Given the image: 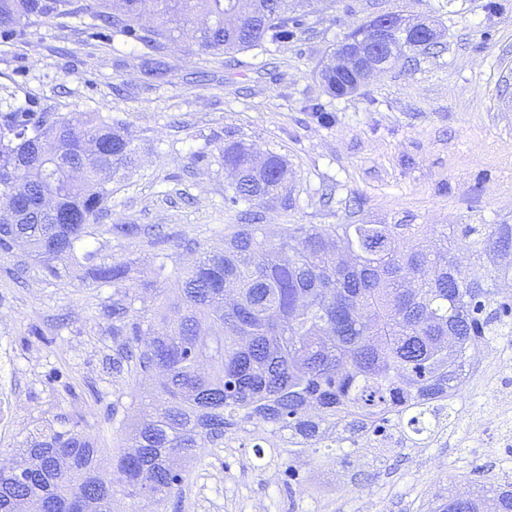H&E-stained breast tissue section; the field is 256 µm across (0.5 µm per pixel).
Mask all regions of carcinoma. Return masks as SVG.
I'll list each match as a JSON object with an SVG mask.
<instances>
[{
  "label": "carcinoma",
  "instance_id": "cac0c4a2",
  "mask_svg": "<svg viewBox=\"0 0 512 512\" xmlns=\"http://www.w3.org/2000/svg\"><path fill=\"white\" fill-rule=\"evenodd\" d=\"M310 0H0V39L33 17L87 15L145 56L189 37L212 55L267 49L305 29ZM156 9L159 21L141 24ZM337 95L359 89L346 73L321 75ZM122 123L100 112H0V191L21 206L0 213V253L55 273L57 262L94 258L86 250L112 200V179L135 162ZM233 180L224 202L291 207L288 164L242 141L220 150ZM237 224L220 251L187 239L197 254L182 272L165 263L147 283L162 305L133 308L129 267L101 264L94 279L117 290L99 315L123 336L142 384L132 404L146 414L124 424L111 467L122 495L165 503L182 483L176 460L231 428L309 446L329 428L353 434L402 431L428 448L448 429L426 415L463 383L465 349L512 334V224H290L275 232ZM466 248L469 264L456 253ZM319 410L318 420L308 409ZM117 493L101 451L78 424L48 429L0 469V512L35 499L41 512H115ZM512 512V482L457 489L428 512Z\"/></svg>",
  "mask_w": 512,
  "mask_h": 512
}]
</instances>
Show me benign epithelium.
<instances>
[{
  "label": "benign epithelium",
  "mask_w": 512,
  "mask_h": 512,
  "mask_svg": "<svg viewBox=\"0 0 512 512\" xmlns=\"http://www.w3.org/2000/svg\"><path fill=\"white\" fill-rule=\"evenodd\" d=\"M370 30L374 40L361 50L354 48V42H345L336 46V68L345 71L363 82L371 76L381 73L395 57V48L391 39L402 35L407 37L428 38L434 35L431 26L424 22L411 28L404 17L387 12L370 20Z\"/></svg>",
  "instance_id": "7a95c632"
}]
</instances>
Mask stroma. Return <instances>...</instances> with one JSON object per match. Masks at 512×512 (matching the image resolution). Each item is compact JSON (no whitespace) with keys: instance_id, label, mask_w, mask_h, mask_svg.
<instances>
[{"instance_id":"stroma-1","label":"stroma","mask_w":512,"mask_h":512,"mask_svg":"<svg viewBox=\"0 0 512 512\" xmlns=\"http://www.w3.org/2000/svg\"><path fill=\"white\" fill-rule=\"evenodd\" d=\"M408 10L443 33L440 44L401 58L351 95L329 94L319 77L342 37L371 18ZM164 73H145L121 40L98 37L90 19L34 18L0 40V110L109 112L124 121L138 154L112 182L102 224L152 227L140 236L102 234L95 263H130L138 309L158 301L142 284L158 261L191 260L184 238L220 247L235 211L219 162L242 141L288 161L293 205L263 211L283 224L512 223V0H312L307 27L282 46L208 55L170 43ZM320 105L333 121L311 112ZM0 254V463L35 429L76 421L112 452L134 416V376L112 362L119 342L99 316L113 289L86 267L60 276L32 266L24 283ZM512 402V375L494 366L467 379L460 414L428 448H307L297 458L257 452L258 437L205 446L164 505L118 498L119 512H427L449 488L511 475L512 428L472 434V405Z\"/></svg>"}]
</instances>
